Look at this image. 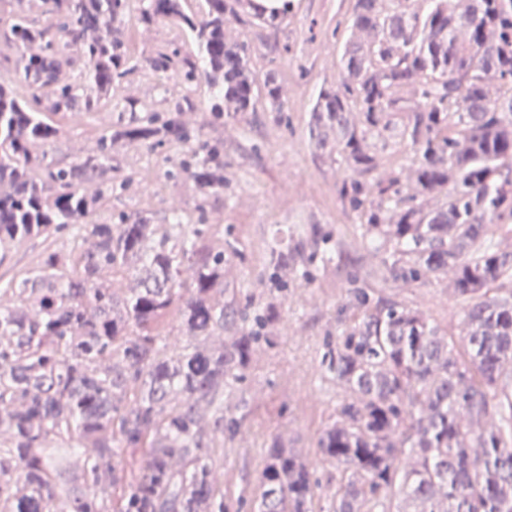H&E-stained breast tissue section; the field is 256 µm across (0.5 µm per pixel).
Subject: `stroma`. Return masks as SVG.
<instances>
[{"label": "stroma", "mask_w": 512, "mask_h": 512, "mask_svg": "<svg viewBox=\"0 0 512 512\" xmlns=\"http://www.w3.org/2000/svg\"><path fill=\"white\" fill-rule=\"evenodd\" d=\"M354 3L290 0V12L275 31L249 18L226 24L227 41L252 48L255 87L275 72L284 109L275 111L261 96L252 111L213 122V90L206 81L183 84L149 63L158 51L176 45L194 52L190 38L172 25L142 23L141 0H130L123 32L132 71L113 85L105 111L54 117L60 133L46 147L49 160L68 164L97 151L107 124L121 120L123 113L167 116L185 95L196 108L181 113L180 121L201 139L221 143L224 194L210 198L186 174L173 172L190 144L115 145V189L99 217L108 220L123 212L153 224L179 219L208 225L210 246L230 239L237 247L225 265V300L276 306L269 326L271 343L258 347L241 382L225 388L223 409L202 413V432L208 439L214 436L218 413L240 421L235 437L209 451L230 512H248L259 498L260 476L274 440L312 469L318 482L314 512H329L344 484L343 471L322 460L317 442L348 396L326 371L322 356L326 337L341 335L360 314L350 287L364 289L371 301H395L422 312L453 340L459 355L468 350L463 322L471 299L457 296L446 276L409 282L389 276L383 251L364 237L358 217L343 201V187L351 183L353 172L340 156L319 150L309 134L311 109L320 90L335 82L336 66L352 37ZM315 232L324 237L323 257L290 265L281 280L271 279L266 267L270 245L281 239L293 244Z\"/></svg>", "instance_id": "stroma-1"}]
</instances>
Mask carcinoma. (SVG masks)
Segmentation results:
<instances>
[{
    "label": "carcinoma",
    "instance_id": "cac0c4a2",
    "mask_svg": "<svg viewBox=\"0 0 512 512\" xmlns=\"http://www.w3.org/2000/svg\"><path fill=\"white\" fill-rule=\"evenodd\" d=\"M205 2L195 14L182 0H147L140 20L193 38L204 72L178 47L150 64L185 84L205 78L219 121L255 106L251 48L224 39L225 17L239 18L252 0ZM128 3L17 0L0 30L14 55V76L0 78V261L31 237L68 230L74 243L91 242L67 253L50 245L21 277H0V512H228L202 452L201 410L242 381L270 341L271 306L238 311L215 300L235 248L212 250L201 225L96 218L114 191L113 145L188 142L190 132L155 114L109 125L98 151L67 167L44 151L59 133L45 113L100 112L131 71ZM34 8L41 26L29 20ZM351 28L336 85L312 108L310 136L361 176L343 197L389 249L391 276L450 272L451 288L475 302L462 360L419 312L372 305L352 288L363 316L326 343L322 361L350 392L318 440L322 458L346 474L333 512H512V384L502 380L512 367V298L488 295L512 280V253L485 245L491 225L512 218V0H355ZM64 53L86 66L80 94L61 76ZM391 143L414 153L415 185L405 191L398 174L368 178L375 151ZM176 169L202 196L224 194L219 144L198 142ZM306 248L320 250L315 240L292 255L271 248L273 274ZM109 273L132 275L135 286L118 297ZM174 304L185 336L178 349L152 333ZM236 313L244 326L224 345L201 346ZM492 413L507 429L476 430ZM126 448L146 450L141 472L123 466ZM260 483L258 512H312L313 473L276 440ZM118 484L114 511L108 492Z\"/></svg>",
    "mask_w": 512,
    "mask_h": 512
}]
</instances>
